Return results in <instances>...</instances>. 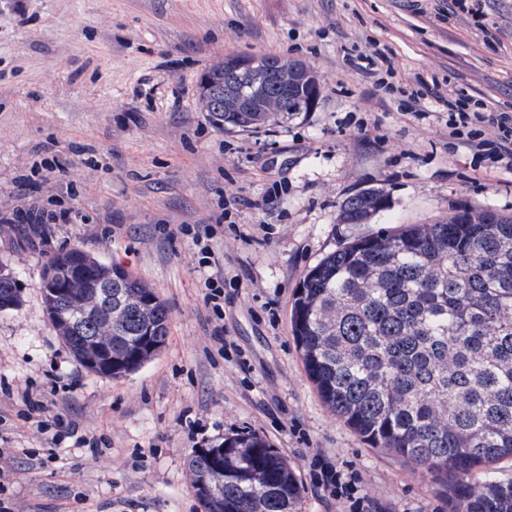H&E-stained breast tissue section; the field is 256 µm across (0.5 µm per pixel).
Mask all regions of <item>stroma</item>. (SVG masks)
<instances>
[{"mask_svg": "<svg viewBox=\"0 0 512 512\" xmlns=\"http://www.w3.org/2000/svg\"><path fill=\"white\" fill-rule=\"evenodd\" d=\"M443 0H0V265L22 288L0 311V447L14 449L0 501L17 512H203L188 459L250 431L286 456L299 512H342L314 487L315 463L352 469L385 512H445L434 474L371 447L308 378L290 312L306 272L351 238L433 224L455 208L512 215V170L451 147L441 114L406 115L401 88L448 78L512 109V0L482 25ZM380 49L387 87L348 65ZM229 55L306 63L322 94L310 112L216 129L204 71ZM379 186L371 223L337 221L353 192ZM69 212V222L59 219ZM31 223H23V216ZM211 224L207 248L171 235ZM78 247L153 288L168 311L161 351L122 377L90 371L44 308L41 276ZM224 270V326L212 344L204 279ZM77 434L39 433L21 391Z\"/></svg>", "mask_w": 512, "mask_h": 512, "instance_id": "obj_1", "label": "stroma"}]
</instances>
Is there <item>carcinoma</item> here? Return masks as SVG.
Segmentation results:
<instances>
[{"label":"carcinoma","instance_id":"obj_1","mask_svg":"<svg viewBox=\"0 0 512 512\" xmlns=\"http://www.w3.org/2000/svg\"><path fill=\"white\" fill-rule=\"evenodd\" d=\"M260 82L220 62L202 75L213 124L250 128L302 111L276 56ZM380 187L340 207L342 224H367ZM50 322L76 358L112 351V376L139 369L164 346L167 308L128 273L112 305L85 289L74 307L42 289ZM0 300L22 302L17 279ZM291 324L304 367L327 407L372 447L427 469L446 485L448 512H512V476L472 477L512 460V216H450L380 229L336 250L300 281ZM204 512H297L300 486L277 449L252 432L193 451ZM453 481H448V477Z\"/></svg>","mask_w":512,"mask_h":512}]
</instances>
